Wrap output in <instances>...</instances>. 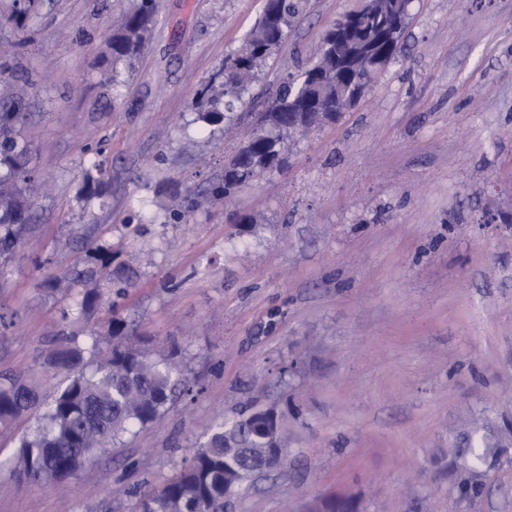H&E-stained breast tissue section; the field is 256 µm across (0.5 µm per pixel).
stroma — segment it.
Here are the masks:
<instances>
[{"label":"stroma","mask_w":512,"mask_h":512,"mask_svg":"<svg viewBox=\"0 0 512 512\" xmlns=\"http://www.w3.org/2000/svg\"><path fill=\"white\" fill-rule=\"evenodd\" d=\"M360 0H301L232 133L190 107L250 31L263 0H158L145 54L106 80L115 0H0V105L46 190L29 244L0 265V376L42 391L52 340L105 334L119 316L178 349L193 392L134 426L60 488L11 489L9 460L40 419L0 428V512H127L217 422H281L286 463L224 512H512V463L463 498L448 451L512 425V0H412L402 52L336 122L286 143L288 165L209 196L287 73ZM105 206L77 193L92 162ZM199 196L186 209L175 189ZM498 223H485L486 213ZM131 285L110 302L87 253ZM85 271L58 292L47 283ZM99 293L89 309L87 290Z\"/></svg>","instance_id":"1"}]
</instances>
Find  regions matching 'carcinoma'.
<instances>
[{
	"mask_svg": "<svg viewBox=\"0 0 512 512\" xmlns=\"http://www.w3.org/2000/svg\"><path fill=\"white\" fill-rule=\"evenodd\" d=\"M412 0H385L374 15L352 28L336 31L329 26L316 60L298 73H290L258 116L250 135L224 166L222 183L213 193L227 196L269 169L284 165V145L292 130V114L336 111V85L349 86L357 75L371 83L379 69L401 51ZM157 0H133L113 26L109 39L111 81L115 88L118 66L129 71L138 59L153 24ZM296 0H265L261 17L242 45L227 55L223 66L199 89L191 111L209 126L238 118L236 104L243 103L261 66L282 44ZM353 44V55H336V38ZM26 118L21 105L0 112V262H8L17 245L32 230L37 199L32 188L37 174L29 166L32 145L16 136L15 128ZM87 173L81 195L102 199L112 177L100 164ZM105 348L94 352L95 368L85 372L88 348L76 337L53 346L43 358L44 367L62 373L67 384L43 404L38 387L20 376L0 380V426L6 427L41 406L43 422L23 437L10 462L17 486H50L78 474L88 462L116 443L134 425L161 418L168 406L192 393L190 381L176 371L172 352L156 358L152 352L125 336V324L111 322L108 335L100 337ZM249 415L230 429L217 424L184 461L179 473L144 493L133 512H224V473L243 481L263 463V434L252 428ZM507 449L493 446L476 450L457 448L450 462L459 474L454 486L460 494H477L481 474L477 469L488 458H499Z\"/></svg>",
	"mask_w": 512,
	"mask_h": 512,
	"instance_id": "obj_1",
	"label": "carcinoma"
}]
</instances>
